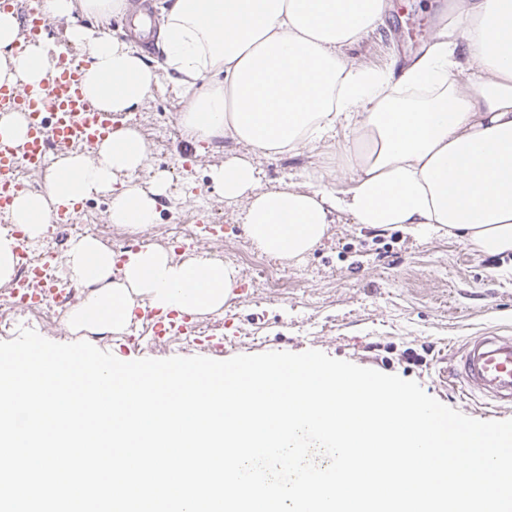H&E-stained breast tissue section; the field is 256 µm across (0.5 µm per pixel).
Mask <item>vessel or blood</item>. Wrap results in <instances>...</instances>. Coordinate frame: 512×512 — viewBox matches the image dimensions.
<instances>
[{
	"label": "vessel or blood",
	"mask_w": 512,
	"mask_h": 512,
	"mask_svg": "<svg viewBox=\"0 0 512 512\" xmlns=\"http://www.w3.org/2000/svg\"><path fill=\"white\" fill-rule=\"evenodd\" d=\"M41 0H0V13L14 14L24 43L41 42L51 21L40 7ZM57 74L40 88L20 83L0 84V112H18L27 120L22 145L0 139V226L12 227L10 205L25 185L20 168L45 170L69 149H92L111 136L120 123L118 115L100 109L84 93L79 65L71 54H59ZM10 286L22 305L40 303L55 279L50 259L19 262ZM160 334L195 329L197 316L189 310H172L153 317ZM449 374L470 396L490 408L512 406V336L486 335L469 339L455 353Z\"/></svg>",
	"instance_id": "vessel-or-blood-1"
}]
</instances>
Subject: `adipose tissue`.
Wrapping results in <instances>:
<instances>
[{
	"label": "adipose tissue",
	"instance_id": "adipose-tissue-1",
	"mask_svg": "<svg viewBox=\"0 0 512 512\" xmlns=\"http://www.w3.org/2000/svg\"><path fill=\"white\" fill-rule=\"evenodd\" d=\"M127 8V0L44 2L51 19L67 21V43L85 57L84 91L103 110L129 112L166 78L185 101L180 123L196 142L229 137L275 156L345 131L344 190H262L252 162L237 155L211 170L225 200L246 199L242 222L263 252L303 257L332 214L344 213L378 228L456 230L480 253H512V0H456L427 50L401 70L343 57L383 22L390 0H173L162 11L163 59L153 67L107 27ZM78 10L99 27L73 24ZM19 40L15 17L0 14V83L40 87L56 73L58 49L39 42L18 53ZM97 154L63 157L44 191L15 199L12 220L24 238L44 236L53 214L93 193L110 196V223H155L167 181L147 190L133 183L148 161L141 134L124 126ZM62 264L72 280L97 287L68 315L78 328L126 325L140 296L156 310L215 311L236 282L222 261L177 260L152 246L127 252L116 281L111 250L87 235L71 241Z\"/></svg>",
	"mask_w": 512,
	"mask_h": 512
}]
</instances>
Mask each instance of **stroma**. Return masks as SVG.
Listing matches in <instances>:
<instances>
[{
    "label": "stroma",
    "mask_w": 512,
    "mask_h": 512,
    "mask_svg": "<svg viewBox=\"0 0 512 512\" xmlns=\"http://www.w3.org/2000/svg\"><path fill=\"white\" fill-rule=\"evenodd\" d=\"M385 23L357 47L344 50L347 63L387 68L415 61L451 13L454 0H392ZM183 101L168 86L155 87L134 106L132 124L149 148L137 182L150 187L165 174L169 188L158 198L157 220L142 245L183 260L199 254L222 260L238 272L243 294L220 310L199 314L194 331L156 338L150 321L136 330L72 327L67 319L47 324L32 315H14L0 339L19 327L70 343L86 340L120 360L204 356L226 360L310 349L386 374L418 382L432 397L479 420L489 409L462 397L461 386L445 380L449 353L484 332L512 336V253L476 251L460 233L422 226L373 229L334 216L323 240L302 260L271 257L256 249L240 220L244 201L227 202L210 182L212 167L244 148L228 137L196 145L183 134ZM343 133L325 142L272 158L253 156L261 188L330 190L349 186L342 166ZM191 164H184L185 155ZM200 209L221 224V236L201 240L196 250L169 244V227L180 213Z\"/></svg>",
    "instance_id": "35a3bbf8"
}]
</instances>
